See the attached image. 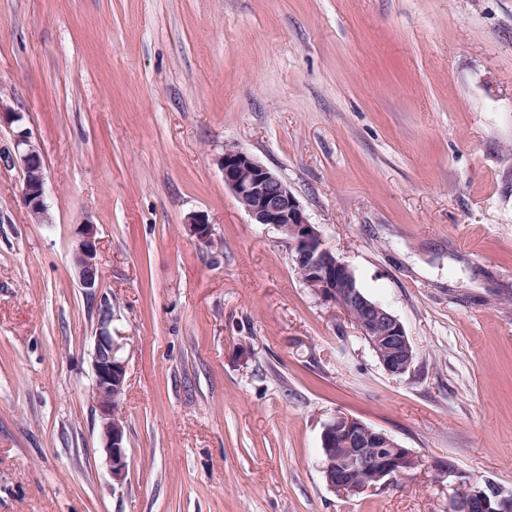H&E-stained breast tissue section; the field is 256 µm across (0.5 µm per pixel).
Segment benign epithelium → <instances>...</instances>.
<instances>
[{
	"label": "benign epithelium",
	"mask_w": 512,
	"mask_h": 512,
	"mask_svg": "<svg viewBox=\"0 0 512 512\" xmlns=\"http://www.w3.org/2000/svg\"><path fill=\"white\" fill-rule=\"evenodd\" d=\"M22 116L8 100L0 101V127H13V152L4 158L9 166L22 169L23 202L37 223L47 219L45 164L38 145L21 124ZM227 187L256 224H264L284 236L294 264L316 296L352 321L361 337L378 355L384 371L402 377L411 371L415 354L399 319L380 303L368 298L355 285L350 266L326 245L318 225L312 223L287 184L272 170L243 149H229L216 159ZM189 235L205 246L213 244V228L203 214L186 221ZM73 268L79 288L96 302V329L92 353V399L101 422L100 439L113 483L121 485L128 472L125 424L117 420L112 394L126 386L127 363L122 344L112 335V304L100 292V241L91 222L77 228ZM358 445L351 456L338 454L342 445ZM322 470L328 486L337 493L360 494L382 486L404 474V466L415 461L408 448L399 447L381 430L361 420L339 414L324 424L321 434ZM366 475L362 483L349 479L352 472ZM462 512H512V497L487 481L455 497Z\"/></svg>",
	"instance_id": "1"
}]
</instances>
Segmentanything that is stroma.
Here are the masks:
<instances>
[{"mask_svg": "<svg viewBox=\"0 0 512 512\" xmlns=\"http://www.w3.org/2000/svg\"><path fill=\"white\" fill-rule=\"evenodd\" d=\"M0 91L49 213L0 162V512H449L470 484L512 491V0H0ZM236 148L400 320L409 373L225 187ZM87 221L128 364L119 487L71 265ZM339 414L421 466L335 493ZM22 116L13 112L8 100L0 101V127L15 124L12 130L13 152L4 157L3 162L18 166L24 174L22 188L23 202L36 223H44L48 208L45 198V164L38 145L32 141L30 132L21 124ZM186 228L189 235L195 238V240L205 246H211L213 244V228L203 214H192L186 221Z\"/></svg>", "mask_w": 512, "mask_h": 512, "instance_id": "stroma-1", "label": "stroma"}]
</instances>
